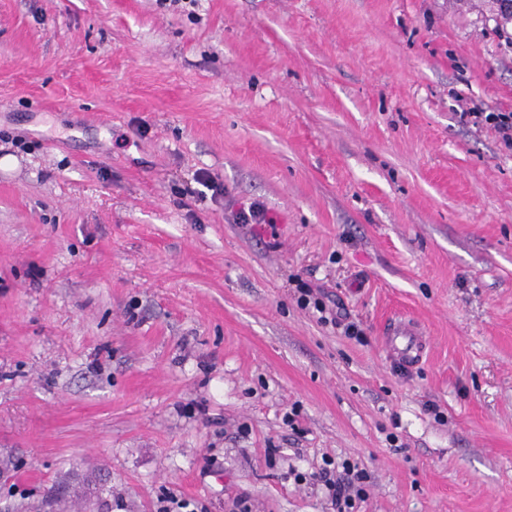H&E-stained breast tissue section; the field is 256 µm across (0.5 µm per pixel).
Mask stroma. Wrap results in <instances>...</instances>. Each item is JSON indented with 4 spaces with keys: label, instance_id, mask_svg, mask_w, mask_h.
<instances>
[{
    "label": "stroma",
    "instance_id": "stroma-1",
    "mask_svg": "<svg viewBox=\"0 0 512 512\" xmlns=\"http://www.w3.org/2000/svg\"><path fill=\"white\" fill-rule=\"evenodd\" d=\"M466 110L512 112L496 0H0V512H330L329 459L359 512H512V146ZM237 224H270L271 219L263 205L251 202L248 206L243 205L235 213ZM303 287L305 288H298V291L301 293V296L299 298V302L302 306L304 307H307V305H309L311 303V297H313V294L315 293V291H319L320 288H310L309 286L307 285H303ZM317 295V293H315ZM313 307L315 308V310L317 312H319L321 314V316L319 317V322L322 323V324H329L331 323L332 325L336 326V327H339L342 325V318L338 316V314L335 312V313H329L331 318L329 319L327 316H324L323 314L326 313V304L325 302H323L322 299H320L319 297H313ZM385 345L390 355L399 359L413 360L423 349L421 335L406 322H395L386 331ZM342 471L336 475L333 470L323 468L317 475L313 474L315 480L323 482L328 490L331 505L336 512H354L357 507L356 501L363 502L365 499L364 483L368 476L363 470H358L356 465L350 462L341 464Z\"/></svg>",
    "mask_w": 512,
    "mask_h": 512
}]
</instances>
